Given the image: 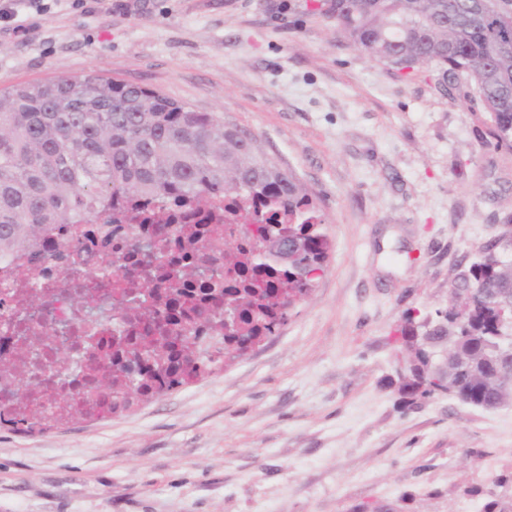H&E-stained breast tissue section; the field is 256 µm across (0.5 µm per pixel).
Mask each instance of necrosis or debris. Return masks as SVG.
<instances>
[{
	"label": "necrosis or debris",
	"instance_id": "necrosis-or-debris-1",
	"mask_svg": "<svg viewBox=\"0 0 512 512\" xmlns=\"http://www.w3.org/2000/svg\"><path fill=\"white\" fill-rule=\"evenodd\" d=\"M161 224H136L113 215L108 257H101L91 236L81 253L54 242L0 262V362L12 371L5 385L30 389L42 398L43 417H53L61 399L59 380L80 377L88 364L74 345L78 336L96 340L98 353L110 351L116 336L131 337L134 347L152 335L151 324L138 318L133 298L143 289L158 295L181 291L165 317L186 321L191 302L201 301L246 281L229 265L231 251L250 242L234 224L215 232V222L196 205L168 202ZM196 274L182 281L185 268ZM25 296L34 306H21Z\"/></svg>",
	"mask_w": 512,
	"mask_h": 512
}]
</instances>
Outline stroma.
I'll list each match as a JSON object with an SVG mask.
<instances>
[{
    "label": "stroma",
    "mask_w": 512,
    "mask_h": 512,
    "mask_svg": "<svg viewBox=\"0 0 512 512\" xmlns=\"http://www.w3.org/2000/svg\"><path fill=\"white\" fill-rule=\"evenodd\" d=\"M0 88L110 76L254 135L327 218L324 275L250 355L101 419L0 429V512H482L512 404L403 408L406 316L512 235V152L438 71L362 56L314 0H0Z\"/></svg>",
    "instance_id": "35a3bbf8"
}]
</instances>
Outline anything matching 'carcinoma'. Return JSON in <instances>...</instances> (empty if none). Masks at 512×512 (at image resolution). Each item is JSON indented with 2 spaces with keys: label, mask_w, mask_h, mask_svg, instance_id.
<instances>
[{
  "label": "carcinoma",
  "mask_w": 512,
  "mask_h": 512,
  "mask_svg": "<svg viewBox=\"0 0 512 512\" xmlns=\"http://www.w3.org/2000/svg\"><path fill=\"white\" fill-rule=\"evenodd\" d=\"M478 0H322L316 11L367 58L401 74L436 69L468 88L466 99L490 127L495 148L512 151V0L491 17L474 18ZM137 197L190 198L203 208L258 223L253 246L236 265L257 274L259 248L269 237L300 244V257L278 268L279 284L224 290L195 308L210 322L237 316L224 336V360L199 359L192 332L166 321L160 334L130 353L151 363L141 378L105 362L89 367L77 386L87 409L104 418L154 396L156 382L177 388L241 357L248 345L274 335L295 298L324 272L330 241L325 219L304 184L282 169L256 138L208 112H196L162 93L100 75L20 83L0 91V259L43 246L55 231L112 212ZM495 239L449 286L448 311L437 321L408 316L396 340L413 351L397 373L400 402L448 396L476 407L512 403V358L502 354L499 312H512V261L499 258ZM448 350L447 370H432L436 348ZM33 419L32 392L11 393Z\"/></svg>",
  "instance_id": "1"
}]
</instances>
